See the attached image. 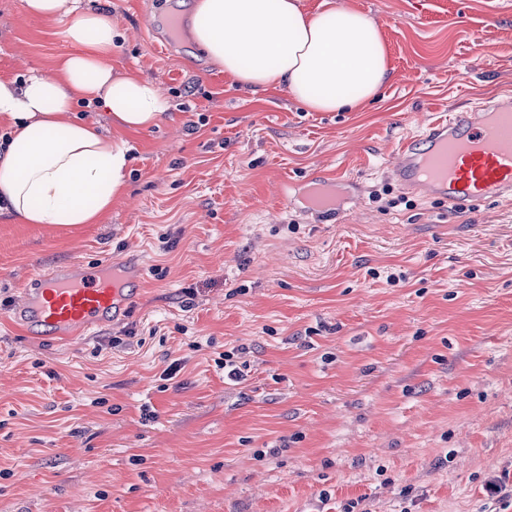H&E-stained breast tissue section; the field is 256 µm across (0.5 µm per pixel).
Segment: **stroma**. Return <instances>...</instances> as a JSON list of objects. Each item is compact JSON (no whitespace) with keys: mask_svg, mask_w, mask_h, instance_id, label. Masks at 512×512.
<instances>
[{"mask_svg":"<svg viewBox=\"0 0 512 512\" xmlns=\"http://www.w3.org/2000/svg\"><path fill=\"white\" fill-rule=\"evenodd\" d=\"M330 2L388 52L356 112L242 89L165 0H83L112 16L114 72L171 108L126 132L103 223L0 215V512H512L486 493L512 473V200L372 197L401 141L512 95V0ZM65 29L0 0V79L53 72ZM317 171L355 195L326 224ZM125 260L145 280L123 320L59 345L17 318L43 271ZM234 348L239 381L214 363Z\"/></svg>","mask_w":512,"mask_h":512,"instance_id":"1","label":"stroma"}]
</instances>
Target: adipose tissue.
Masks as SVG:
<instances>
[{"mask_svg":"<svg viewBox=\"0 0 512 512\" xmlns=\"http://www.w3.org/2000/svg\"><path fill=\"white\" fill-rule=\"evenodd\" d=\"M38 19L63 20L73 53L54 75L0 80V213L25 224L68 228L98 223L119 195L133 161L122 130L159 124L170 102L148 80L113 74L117 32L104 12L80 0H24ZM194 43L242 89L286 88L311 112L357 109L388 81V53L368 14L328 7L304 12L300 0H194ZM103 107L118 126L73 116L76 103Z\"/></svg>","mask_w":512,"mask_h":512,"instance_id":"1","label":"adipose tissue"}]
</instances>
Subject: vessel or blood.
Here are the masks:
<instances>
[{
    "mask_svg": "<svg viewBox=\"0 0 512 512\" xmlns=\"http://www.w3.org/2000/svg\"><path fill=\"white\" fill-rule=\"evenodd\" d=\"M402 189L455 204L512 197V99L475 105L426 125L404 140L389 167ZM144 270L127 262L89 274L75 263L38 275L24 289L17 316L27 327L68 340L124 318L131 286Z\"/></svg>",
    "mask_w": 512,
    "mask_h": 512,
    "instance_id": "b4317fda",
    "label": "vessel or blood"
}]
</instances>
